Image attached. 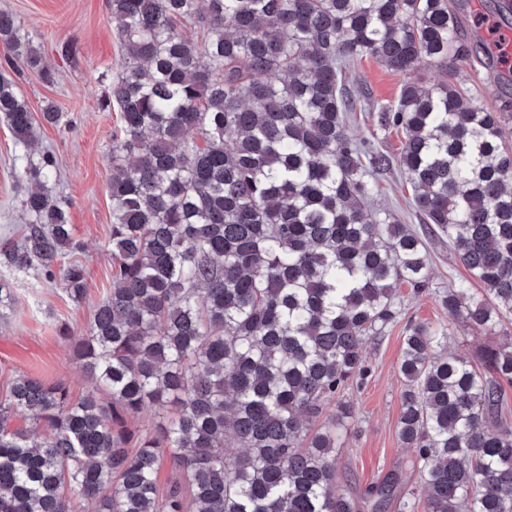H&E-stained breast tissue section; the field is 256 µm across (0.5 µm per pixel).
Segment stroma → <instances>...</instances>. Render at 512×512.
<instances>
[{
    "label": "stroma",
    "instance_id": "1",
    "mask_svg": "<svg viewBox=\"0 0 512 512\" xmlns=\"http://www.w3.org/2000/svg\"><path fill=\"white\" fill-rule=\"evenodd\" d=\"M5 10L21 22L39 44L56 71V82L44 84L27 72L18 79L19 89L33 115L55 105L65 115V125H39L41 146L55 155L60 177L54 193L68 212L74 235L82 244L78 258L88 271L83 303L70 300L61 283H47L37 274L14 277L10 286L16 301L0 317V390L19 375L47 381L69 382L73 396H81L89 382L69 347L57 337L59 323L82 331L93 309L111 286L112 255L107 247L112 224L109 194L112 137L118 128V111L99 107L110 80L122 73L123 56L117 31L108 20L106 0H0ZM74 48L62 55V45ZM467 88L477 104L499 110L504 88L481 63H458L451 68L422 62L410 74L390 70L376 59L362 58L351 66L346 84L362 92L372 106L395 101L401 86L410 80L429 86L444 78ZM28 154L16 144L11 130L0 121V239L19 237L28 224L23 200L25 187L15 173ZM378 191L371 211L377 216L396 215L415 231H422L412 205V188L404 173L392 169L376 174ZM431 262L428 291L401 289V322L380 337L368 341L370 373L362 384L352 385L341 396L349 416L345 434L336 450L339 490L359 496L393 470L402 474L405 489H417V475L409 466L413 454L398 435L403 380L399 373L403 336L407 323H427L448 329V351L477 356L481 349L499 345L501 333L483 332L461 323L449 324L448 313L437 294L468 279L447 239H425Z\"/></svg>",
    "mask_w": 512,
    "mask_h": 512
}]
</instances>
